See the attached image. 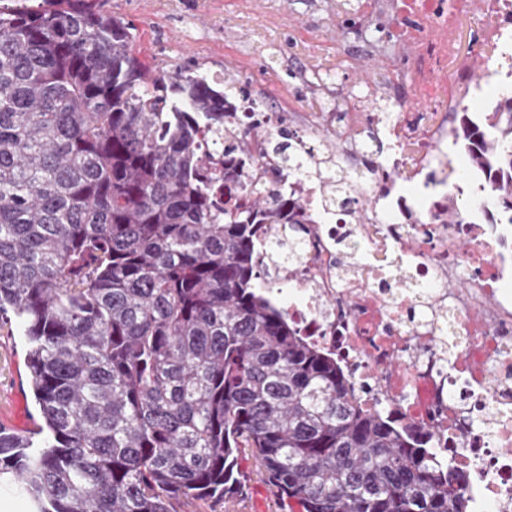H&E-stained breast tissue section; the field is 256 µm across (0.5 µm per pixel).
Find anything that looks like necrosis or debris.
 Wrapping results in <instances>:
<instances>
[{"mask_svg": "<svg viewBox=\"0 0 512 512\" xmlns=\"http://www.w3.org/2000/svg\"><path fill=\"white\" fill-rule=\"evenodd\" d=\"M475 16L483 21L479 73L459 43L461 21ZM297 41L301 61L369 56L381 71L361 96L321 86L336 109L296 113L288 168L260 146L244 168L261 189L287 182L300 205L306 235L288 318L335 354L362 407L400 410L450 446L475 506L512 512V295L500 288L512 279V227L489 223L487 189L469 200L467 223L448 221L462 194L448 178V115L482 81L512 78V0H362L357 24L336 44L312 27ZM380 99L390 111L378 110ZM328 134L356 176L349 211L329 206L308 174L320 161L310 144ZM382 138L394 152L367 169ZM404 182L430 190L426 209L401 192Z\"/></svg>", "mask_w": 512, "mask_h": 512, "instance_id": "obj_1", "label": "necrosis or debris"}]
</instances>
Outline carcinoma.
<instances>
[{
    "mask_svg": "<svg viewBox=\"0 0 512 512\" xmlns=\"http://www.w3.org/2000/svg\"><path fill=\"white\" fill-rule=\"evenodd\" d=\"M157 75L89 0L0 3V314L25 325L41 424L0 426V481L35 512H176L227 503L250 461L303 512H467L433 437L357 404L351 378L267 296L255 250L297 201L256 196L200 139L237 111L230 82ZM489 137L462 117L470 169L512 224V97ZM270 150L286 163L291 134ZM336 170L326 195L350 188ZM300 242L277 246L288 274Z\"/></svg>",
    "mask_w": 512,
    "mask_h": 512,
    "instance_id": "1",
    "label": "carcinoma"
}]
</instances>
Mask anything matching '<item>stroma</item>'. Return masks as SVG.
Instances as JSON below:
<instances>
[{
  "label": "stroma",
  "instance_id": "35a3bbf8",
  "mask_svg": "<svg viewBox=\"0 0 512 512\" xmlns=\"http://www.w3.org/2000/svg\"><path fill=\"white\" fill-rule=\"evenodd\" d=\"M128 23L136 55L157 72L200 70L210 77L231 70L236 84L254 94L272 89L298 108L320 107L310 79L296 69L291 40L298 29L323 25L324 39L336 29L324 26L312 0H94ZM24 326L0 318V426L28 434L38 418L25 365ZM182 512H280L274 495L252 476L243 496L230 507L195 501Z\"/></svg>",
  "mask_w": 512,
  "mask_h": 512
}]
</instances>
